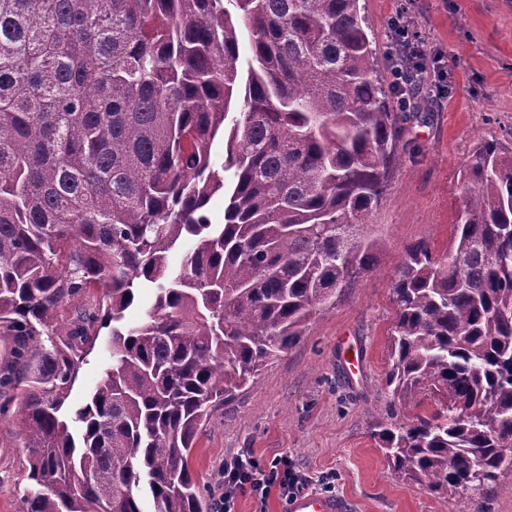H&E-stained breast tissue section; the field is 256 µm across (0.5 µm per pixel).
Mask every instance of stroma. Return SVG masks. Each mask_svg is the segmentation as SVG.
<instances>
[{"mask_svg":"<svg viewBox=\"0 0 512 512\" xmlns=\"http://www.w3.org/2000/svg\"><path fill=\"white\" fill-rule=\"evenodd\" d=\"M377 50L388 24L406 11L436 59L426 76L447 74L448 91L426 120L404 121L400 161L373 211L377 268L310 320L301 341L225 401L199 434L190 467L217 493L225 456L250 449L260 463L286 456L312 477L310 492L341 500L347 512H512V482L481 496L442 501L427 486L390 472L372 436L385 416L387 338L395 312L392 279L407 245H448L463 201L459 172L483 141L512 153V0H364ZM108 336L81 364L71 400L82 403L103 375ZM19 423L0 418V512H21L28 462Z\"/></svg>","mask_w":512,"mask_h":512,"instance_id":"35a3bbf8","label":"stroma"}]
</instances>
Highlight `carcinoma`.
I'll return each mask as SVG.
<instances>
[{"mask_svg": "<svg viewBox=\"0 0 512 512\" xmlns=\"http://www.w3.org/2000/svg\"><path fill=\"white\" fill-rule=\"evenodd\" d=\"M361 11L0 0V416L25 429L23 512H213L189 466L202 426L377 266L367 227L407 116ZM461 183L448 250L407 246L392 282L385 386L436 408L374 433L397 479L459 497L477 468L512 482V155L479 144ZM110 329H103L93 350L86 356L79 369L70 400L78 405L83 402L86 395L93 390L103 375V368L107 355V341Z\"/></svg>", "mask_w": 512, "mask_h": 512, "instance_id": "1", "label": "carcinoma"}]
</instances>
